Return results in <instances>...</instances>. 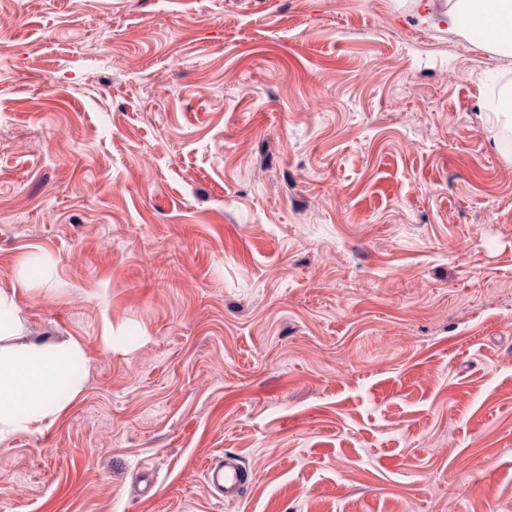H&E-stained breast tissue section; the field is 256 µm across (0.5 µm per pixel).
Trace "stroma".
Returning <instances> with one entry per match:
<instances>
[{"label": "stroma", "mask_w": 512, "mask_h": 512, "mask_svg": "<svg viewBox=\"0 0 512 512\" xmlns=\"http://www.w3.org/2000/svg\"><path fill=\"white\" fill-rule=\"evenodd\" d=\"M447 10L0 0V289L84 351L0 512H512V56ZM495 114V124L492 126L493 136L503 131L512 140V82L499 87L496 98L490 104ZM206 485L226 502L238 501L251 482V476L233 455L210 464L205 470Z\"/></svg>", "instance_id": "obj_1"}]
</instances>
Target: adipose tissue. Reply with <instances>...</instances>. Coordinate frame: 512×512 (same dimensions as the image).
I'll return each mask as SVG.
<instances>
[{
	"instance_id": "ef3b65f1",
	"label": "adipose tissue",
	"mask_w": 512,
	"mask_h": 512,
	"mask_svg": "<svg viewBox=\"0 0 512 512\" xmlns=\"http://www.w3.org/2000/svg\"><path fill=\"white\" fill-rule=\"evenodd\" d=\"M448 29L479 36L487 50L512 55V0H448ZM18 307L12 294L0 290V440L41 427L58 417L82 390L71 364L82 358L80 343L17 341Z\"/></svg>"
}]
</instances>
